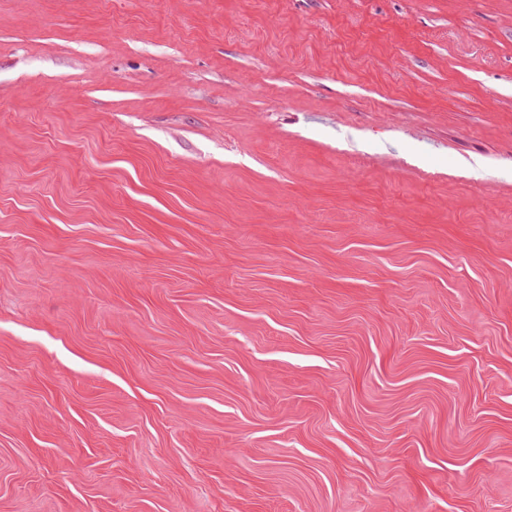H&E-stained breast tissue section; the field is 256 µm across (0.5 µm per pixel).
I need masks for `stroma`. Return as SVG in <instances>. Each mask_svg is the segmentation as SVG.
<instances>
[{
	"instance_id": "1",
	"label": "stroma",
	"mask_w": 512,
	"mask_h": 512,
	"mask_svg": "<svg viewBox=\"0 0 512 512\" xmlns=\"http://www.w3.org/2000/svg\"><path fill=\"white\" fill-rule=\"evenodd\" d=\"M0 512H512V0H0Z\"/></svg>"
}]
</instances>
